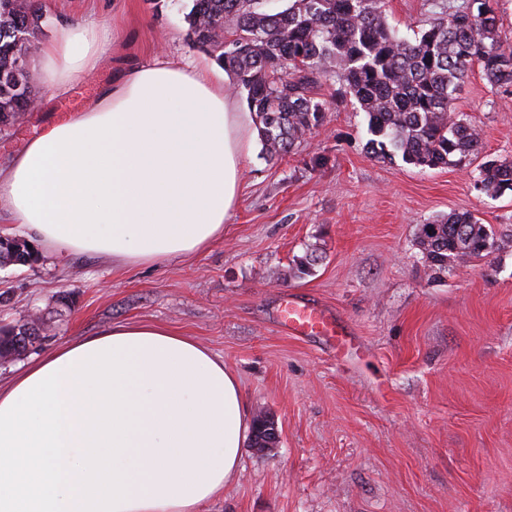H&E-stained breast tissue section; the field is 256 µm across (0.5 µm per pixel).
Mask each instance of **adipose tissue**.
<instances>
[{"label": "adipose tissue", "instance_id": "1", "mask_svg": "<svg viewBox=\"0 0 512 512\" xmlns=\"http://www.w3.org/2000/svg\"><path fill=\"white\" fill-rule=\"evenodd\" d=\"M112 38L106 22L59 26L42 76L66 93ZM243 156L223 78L158 55L0 167V216L60 260L189 257L223 239ZM251 429L223 360L167 326L115 323L0 384V512H201L237 475Z\"/></svg>", "mask_w": 512, "mask_h": 512}]
</instances>
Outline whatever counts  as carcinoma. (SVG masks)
I'll return each mask as SVG.
<instances>
[{
    "label": "carcinoma",
    "instance_id": "1",
    "mask_svg": "<svg viewBox=\"0 0 512 512\" xmlns=\"http://www.w3.org/2000/svg\"><path fill=\"white\" fill-rule=\"evenodd\" d=\"M185 16L192 47L232 73L259 121L266 153L284 157L324 126L329 107L318 88L334 80L368 117L370 152L399 154L435 169L479 157L477 128L454 116L456 93L473 67L492 86L512 88V44L503 37L498 0H461L439 12L412 39L388 21L386 0H191ZM40 0H0V126L26 110L36 94L23 56L42 33ZM475 188L490 197L512 193V161L487 159ZM432 269L492 253V230L471 212L422 224L416 236ZM49 329V319L0 326V355H24ZM275 420L253 427V447L276 446Z\"/></svg>",
    "mask_w": 512,
    "mask_h": 512
}]
</instances>
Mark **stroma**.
Instances as JSON below:
<instances>
[{
    "mask_svg": "<svg viewBox=\"0 0 512 512\" xmlns=\"http://www.w3.org/2000/svg\"><path fill=\"white\" fill-rule=\"evenodd\" d=\"M47 24L26 55L34 73L56 27L105 20L119 35L98 70L63 95L34 82L35 109L0 129V165L54 121L85 107L112 72L154 55L213 67L192 48L190 0H41ZM449 0H387L390 23L420 29ZM249 156L224 237L208 250L151 266L113 268L47 252L0 268V322L33 309L53 330L27 355L124 321L189 336L235 374L249 414L273 416L275 448L242 450L238 476L201 512H512V195L475 189V165L420 169L367 148V117L337 102L326 124L281 160H268L243 93ZM457 113L485 151L512 160V91L472 71ZM471 212L495 233L494 252L434 273L419 225ZM316 255L312 274L297 271ZM72 305L59 309L57 297ZM337 314L360 349L341 359L288 335L283 296Z\"/></svg>",
    "mask_w": 512,
    "mask_h": 512,
    "instance_id": "1",
    "label": "stroma"
}]
</instances>
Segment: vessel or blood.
<instances>
[{
    "label": "vessel or blood",
    "mask_w": 512,
    "mask_h": 512,
    "mask_svg": "<svg viewBox=\"0 0 512 512\" xmlns=\"http://www.w3.org/2000/svg\"><path fill=\"white\" fill-rule=\"evenodd\" d=\"M279 323L288 335L321 337L339 353L352 344V338L339 317L322 307L293 297L281 301Z\"/></svg>",
    "instance_id": "obj_1"
}]
</instances>
